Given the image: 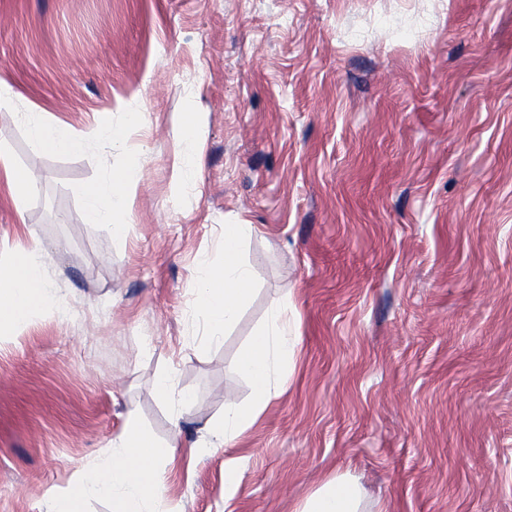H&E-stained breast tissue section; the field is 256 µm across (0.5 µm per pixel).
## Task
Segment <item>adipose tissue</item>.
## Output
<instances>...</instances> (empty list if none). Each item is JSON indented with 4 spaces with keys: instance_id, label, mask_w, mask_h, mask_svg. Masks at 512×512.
Listing matches in <instances>:
<instances>
[{
    "instance_id": "obj_1",
    "label": "adipose tissue",
    "mask_w": 512,
    "mask_h": 512,
    "mask_svg": "<svg viewBox=\"0 0 512 512\" xmlns=\"http://www.w3.org/2000/svg\"><path fill=\"white\" fill-rule=\"evenodd\" d=\"M140 169L132 165L108 182L87 186L83 191L90 223L108 224L113 235L125 227L115 215L123 207L127 191L136 186ZM253 232L249 224L224 227V260L213 265L200 260L197 282L207 313V339L221 342L226 330L237 320L252 287V271L241 258V248ZM45 252L40 243L17 255L8 267L0 268V335L11 334L52 303L50 283L44 276ZM297 339L283 321L282 306L271 308L266 326L240 355L237 367L254 387L253 399L243 409L225 411L212 427L217 446H233L235 440L259 417L271 398L274 378L290 376ZM111 464L83 471L68 489L58 512H80L89 496L110 498L113 512H154L160 495L154 481L156 465L173 458L174 443H161L135 419H127L116 443ZM361 490L356 483L339 478L328 480L310 495L300 512H359Z\"/></svg>"
}]
</instances>
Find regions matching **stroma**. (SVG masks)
<instances>
[{
	"instance_id": "stroma-1",
	"label": "stroma",
	"mask_w": 512,
	"mask_h": 512,
	"mask_svg": "<svg viewBox=\"0 0 512 512\" xmlns=\"http://www.w3.org/2000/svg\"><path fill=\"white\" fill-rule=\"evenodd\" d=\"M0 81L34 183L19 211L0 181V265L39 240L67 307L0 337V512H50L131 416L177 442L157 512H300L339 476L361 512H512V0H0ZM42 121L76 149L34 152ZM133 164L116 238L82 191ZM228 224L254 283L211 344ZM277 304L292 374L212 447Z\"/></svg>"
}]
</instances>
